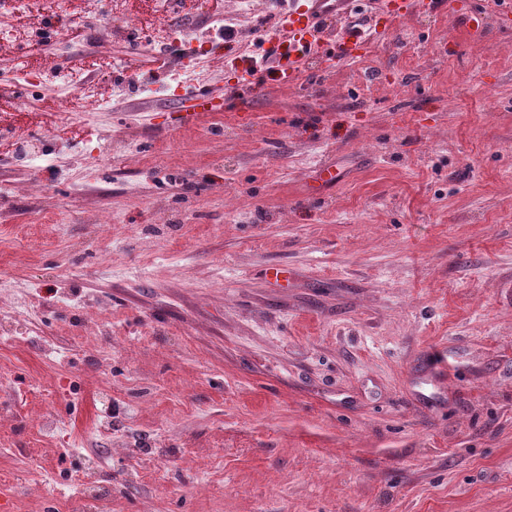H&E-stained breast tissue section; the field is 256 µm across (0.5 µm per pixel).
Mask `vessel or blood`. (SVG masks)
Segmentation results:
<instances>
[{
	"label": "vessel or blood",
	"mask_w": 512,
	"mask_h": 512,
	"mask_svg": "<svg viewBox=\"0 0 512 512\" xmlns=\"http://www.w3.org/2000/svg\"><path fill=\"white\" fill-rule=\"evenodd\" d=\"M437 7L453 21L460 40L466 42L483 36L482 0H471L465 9L457 8L456 0H438ZM351 10V0H289L279 34L263 45V56L278 71L280 84L297 85L306 62L313 57L327 61L345 58L367 45L374 34L380 33L381 17L396 18L402 6L397 0H379L377 13L364 21L353 20ZM184 96L193 103V115L222 109L205 89L190 86Z\"/></svg>",
	"instance_id": "obj_1"
}]
</instances>
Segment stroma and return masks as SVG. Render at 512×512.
<instances>
[{
    "label": "stroma",
    "instance_id": "35a3bbf8",
    "mask_svg": "<svg viewBox=\"0 0 512 512\" xmlns=\"http://www.w3.org/2000/svg\"><path fill=\"white\" fill-rule=\"evenodd\" d=\"M53 2L0 15V126L27 147L0 158V304L38 311L42 337H0V504L83 512L89 467L112 512H512V23L496 0L487 37L416 11L311 60L296 88L240 83L288 0L259 21L224 0L244 27L229 38L174 16L224 104L191 123L182 61L129 50L119 19H148L146 0H67L83 38L39 60ZM81 55L110 73L64 79ZM33 95L46 111L23 108ZM78 99L83 136L56 137ZM48 413L57 433L35 425Z\"/></svg>",
    "mask_w": 512,
    "mask_h": 512
}]
</instances>
